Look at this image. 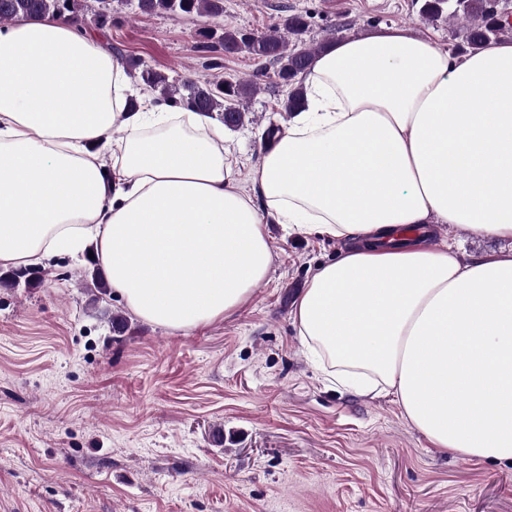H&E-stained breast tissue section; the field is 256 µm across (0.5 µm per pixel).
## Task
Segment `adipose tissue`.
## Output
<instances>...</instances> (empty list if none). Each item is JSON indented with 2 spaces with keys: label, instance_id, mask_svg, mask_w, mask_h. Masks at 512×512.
<instances>
[{
  "label": "adipose tissue",
  "instance_id": "adipose-tissue-1",
  "mask_svg": "<svg viewBox=\"0 0 512 512\" xmlns=\"http://www.w3.org/2000/svg\"><path fill=\"white\" fill-rule=\"evenodd\" d=\"M129 87L72 22L0 28L1 268L93 248L135 316L188 332L267 278L265 212L318 228L350 246L297 302L303 348L345 388L394 396L440 451L512 464V41L459 57L404 28L331 43L263 156L260 207L223 126L150 95L129 111ZM428 224L509 246L463 263L400 240Z\"/></svg>",
  "mask_w": 512,
  "mask_h": 512
}]
</instances>
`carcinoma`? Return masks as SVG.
Wrapping results in <instances>:
<instances>
[{"instance_id":"1","label":"carcinoma","mask_w":512,"mask_h":512,"mask_svg":"<svg viewBox=\"0 0 512 512\" xmlns=\"http://www.w3.org/2000/svg\"><path fill=\"white\" fill-rule=\"evenodd\" d=\"M447 5L449 0H425L421 8L422 17L428 21H436L442 17ZM81 10V0H0V24L46 15L76 20ZM458 11L468 18L463 30L465 42L473 50L491 39L512 33L504 14L492 9L491 0H462L453 9L455 13ZM135 12L147 16L195 14L211 20L224 13V3L223 0H137ZM281 27L284 31L282 35L277 29L271 33L254 34L227 29L220 24H209L200 29L196 49L206 59V66L212 69L220 66V56L223 53L246 52L268 61L274 68L276 85L288 88L282 110L296 112L304 105L303 81L309 65L329 44V40L315 43L303 40L308 22L300 14L288 16ZM132 67L140 69L141 79L159 91L162 99L194 112H219L223 115V120L230 122L233 127L244 124V103L260 90V83L254 78L227 80L215 77L199 82H181L154 70L142 61L132 64ZM19 278L24 280L27 287L40 280V276L28 268L12 269L0 275V281L13 288Z\"/></svg>"}]
</instances>
